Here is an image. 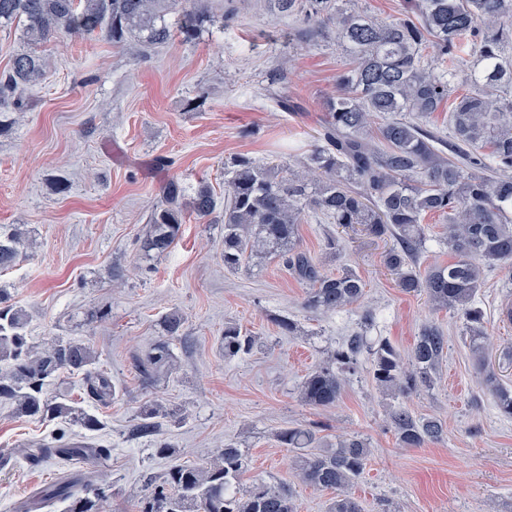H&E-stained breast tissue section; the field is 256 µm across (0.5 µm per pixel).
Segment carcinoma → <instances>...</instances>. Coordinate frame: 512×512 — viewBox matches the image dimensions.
<instances>
[{"label":"carcinoma","mask_w":512,"mask_h":512,"mask_svg":"<svg viewBox=\"0 0 512 512\" xmlns=\"http://www.w3.org/2000/svg\"><path fill=\"white\" fill-rule=\"evenodd\" d=\"M279 13L303 16L306 32L336 40L348 66L336 79L337 93L323 107L324 118L307 168L308 178L277 164L237 156L228 165L224 194V268L238 270L251 258L278 259L308 285L303 308L330 313L361 301L364 283L352 269L338 274L297 245L299 224L308 211L343 230L391 242L384 266L406 293H423L437 309H452L463 320L469 348L483 384L500 414L512 418V386L502 382L483 356L486 321L476 295L487 268L512 274V0H404L400 16L381 19L356 0H272ZM205 0H0V28L20 27L28 49L16 54L0 72V99L35 84L43 60L35 47L61 38L105 35L119 45L136 37L146 49L174 39H196L207 21ZM439 60L433 65L428 54ZM468 90L454 94L459 75ZM448 106V136L430 129L424 119ZM380 119L378 126L371 117ZM209 221L217 203L207 183L192 201L182 202L174 182L162 189L149 229L140 242L148 254L161 255L176 241L185 209ZM438 216L447 224L446 243L454 261L421 274L416 262L426 233L424 221ZM27 242L18 228L0 232V272L14 267ZM29 315L0 287V401L28 417L76 423L89 431L103 421L64 395L46 391L63 372L81 376L85 394L109 403L115 388L109 376L94 369L96 351L89 343L58 338L39 347L28 333ZM187 345L184 318L177 310L162 317V336L135 358L142 382L151 383L176 369L174 342ZM256 337L236 324L224 325L221 348L232 359L252 351ZM372 351V378L388 392L410 394L431 388L448 336L435 324L424 325L408 356L388 341L367 346L366 337L347 339L302 382L301 400L326 409L336 404L345 375L356 372L364 349ZM159 406L144 409L131 432L152 439L162 455L173 447L160 439ZM389 425L403 448H421L441 440L443 424L392 407ZM295 452L294 469L302 483L335 493L328 512H364L348 487L371 456L368 441L341 437L320 447L316 430L287 426L277 434ZM30 462L58 456L86 463L103 449L63 439L20 448ZM245 452L229 442L202 464L173 462L159 483L148 484L136 512H295L290 487L255 483L238 486L246 471ZM87 472L65 475L39 488L23 509L102 512L103 487L92 489Z\"/></svg>","instance_id":"carcinoma-1"}]
</instances>
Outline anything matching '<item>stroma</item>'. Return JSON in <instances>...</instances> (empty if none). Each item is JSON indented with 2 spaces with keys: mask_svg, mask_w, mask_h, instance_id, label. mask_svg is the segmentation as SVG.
<instances>
[{
  "mask_svg": "<svg viewBox=\"0 0 512 512\" xmlns=\"http://www.w3.org/2000/svg\"><path fill=\"white\" fill-rule=\"evenodd\" d=\"M209 6L211 19L190 44L146 50L101 36L45 44L43 78L18 91L28 111L0 101V114L12 120L0 131V226H21L31 240L25 258L0 273V285L28 311L34 343L63 336L93 345L98 369L116 389L109 404H83L104 422L95 432L0 404V452L10 456L0 469V512H18L37 487L68 470L59 459L33 466L16 454L61 430L107 449L94 466L96 485L107 490L103 512H135L148 480L170 461L128 435L143 407L156 404L165 411L161 433L174 459L201 463L236 442L249 458L241 488L293 485L297 512H326L331 494L299 483L292 452L277 440L293 424L314 427L329 442L368 439L372 455L350 489L367 512H512V419L498 414L483 386L457 314L402 292L382 264L385 243L343 236L339 259L326 269L353 268L365 295L332 314L303 309L305 283L275 259L225 270L220 224L187 217L167 252L141 255L139 239L163 184L177 182L190 196L205 181L220 200L224 165L235 156L302 169L346 63L334 40L302 39L301 21L268 0ZM231 6L237 16L228 24ZM280 92L299 111L279 109ZM115 265L125 271L119 283L109 276ZM477 301L487 321L486 355L512 385V324L501 318L512 285L502 272L487 271ZM99 308L107 320L87 322V311ZM366 308L375 316L368 342L387 340L404 356L423 325L446 331L448 354L434 387L403 398L382 391L365 352L333 408L304 405L301 382L359 329ZM172 310L184 316L189 344L175 346V372L142 385L133 358L159 339L160 320ZM281 316L298 323V335L281 332ZM228 322L259 336L252 354L225 358L219 337ZM400 403L439 418L443 438L401 447L387 423Z\"/></svg>",
  "mask_w": 512,
  "mask_h": 512,
  "instance_id": "obj_1",
  "label": "stroma"
}]
</instances>
